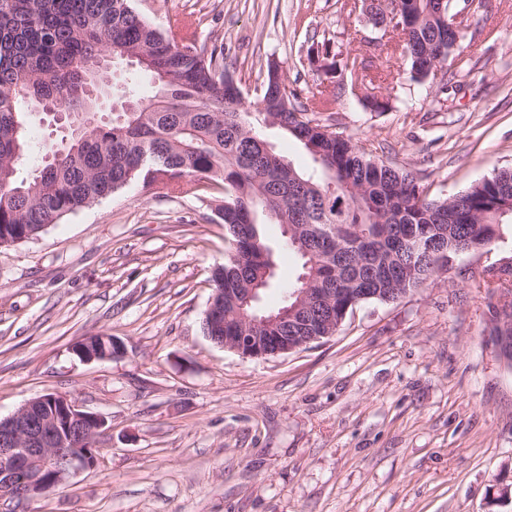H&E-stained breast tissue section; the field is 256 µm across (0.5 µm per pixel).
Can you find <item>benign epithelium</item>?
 <instances>
[{
  "instance_id": "7a95c632",
  "label": "benign epithelium",
  "mask_w": 512,
  "mask_h": 512,
  "mask_svg": "<svg viewBox=\"0 0 512 512\" xmlns=\"http://www.w3.org/2000/svg\"><path fill=\"white\" fill-rule=\"evenodd\" d=\"M206 316L214 328H224V303L211 299ZM235 317L251 324L253 334L224 336V348L252 358L277 356L296 349L286 336L278 337L273 348L269 337L262 335L270 323L277 321L275 316H260L242 308ZM76 353L90 362L119 357L124 349L114 339L112 345L98 352L79 345ZM104 425L101 416L58 393L33 398L9 417L0 419V500L40 496L62 485L73 470L91 466L89 449L80 447L77 439L96 437Z\"/></svg>"
}]
</instances>
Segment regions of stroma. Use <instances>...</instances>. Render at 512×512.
<instances>
[{
  "instance_id": "stroma-1",
  "label": "stroma",
  "mask_w": 512,
  "mask_h": 512,
  "mask_svg": "<svg viewBox=\"0 0 512 512\" xmlns=\"http://www.w3.org/2000/svg\"><path fill=\"white\" fill-rule=\"evenodd\" d=\"M482 2L468 64L448 62L444 88L410 81L359 0H132L160 30L191 24L196 48L222 43L245 102L271 59L296 89L322 80L333 103L317 120L432 198L512 167V0ZM320 42L365 71L320 77ZM370 89L384 110L364 108ZM223 199L132 184L0 245V418L63 393L105 421L93 467L0 512H512L498 499L512 483V369L489 337L500 286L486 276L512 260V226L399 300L357 305L329 339L245 358L202 331ZM267 235L277 274L260 305L274 309L300 260L278 225ZM93 335L123 356L80 360Z\"/></svg>"
}]
</instances>
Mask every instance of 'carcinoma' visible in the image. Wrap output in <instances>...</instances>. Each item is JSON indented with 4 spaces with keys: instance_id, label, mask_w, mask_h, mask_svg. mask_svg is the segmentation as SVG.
<instances>
[{
    "instance_id": "1",
    "label": "carcinoma",
    "mask_w": 512,
    "mask_h": 512,
    "mask_svg": "<svg viewBox=\"0 0 512 512\" xmlns=\"http://www.w3.org/2000/svg\"><path fill=\"white\" fill-rule=\"evenodd\" d=\"M413 17L403 34L410 80L434 78L428 50L443 41L446 58L460 55L451 15L437 0H399ZM192 27L182 34L157 30L131 0H0V244L40 235L67 214L132 183L160 178L185 192L206 180L224 190L217 208L229 248L213 273L214 288H258L275 278V249L265 226H281L301 272L288 289H311L309 306L266 331L268 336H319L338 318L332 288H348L343 301H395L435 273L429 246L441 265L460 244L486 249L512 220V169L495 171L444 199L428 197L408 172L365 157L352 141L308 113L329 109L319 90L306 103L286 80L263 82L257 100L239 98L224 50L197 51ZM148 53L127 72L122 94L127 112H85L79 73L104 48ZM52 106L69 127L66 146L48 139L41 163L18 178L32 149V112ZM271 125L302 145L313 166L303 169L275 151L262 134ZM491 335L509 337L489 306Z\"/></svg>"
}]
</instances>
